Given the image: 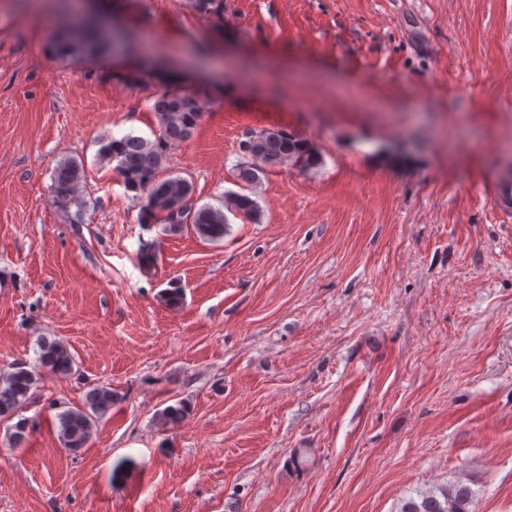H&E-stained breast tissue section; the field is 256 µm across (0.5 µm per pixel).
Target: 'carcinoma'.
<instances>
[{"mask_svg": "<svg viewBox=\"0 0 512 512\" xmlns=\"http://www.w3.org/2000/svg\"><path fill=\"white\" fill-rule=\"evenodd\" d=\"M107 45L102 30L94 23L84 24L77 32L62 30L51 44L53 55L61 60L89 58ZM153 111L158 119L154 138L124 133L101 139V158L114 165L126 192L140 204L142 224H162L171 235L191 229L198 237L218 243L224 240L228 218L226 213L242 215L254 223L261 221L262 211L249 194L228 192L219 207L195 206L192 202L194 185L180 176H162L172 146L189 140L203 116L199 99L177 89H167L154 98ZM243 161L237 165L236 179L247 187L261 183L267 171L288 165L311 171L323 164V156L306 138L285 128L247 129L240 142ZM85 170L75 159L59 162L53 169L50 191L54 204L67 211L76 207V219L86 208L83 196ZM168 307L182 304L183 291L179 286L165 288L159 294ZM76 361L66 344L46 336L38 340L37 365L25 361L0 372V420H15L11 426V445L23 447L33 431V424L19 417V412L35 397L41 373L68 377L75 373ZM119 400L112 388L96 385L84 395L78 406H69L57 414L58 437L73 453L86 447L98 419ZM189 415L183 402L169 404L158 414L166 428L174 427ZM472 489L458 480L440 490V494L423 493L420 499H409L401 512H471Z\"/></svg>", "mask_w": 512, "mask_h": 512, "instance_id": "obj_1", "label": "carcinoma"}]
</instances>
